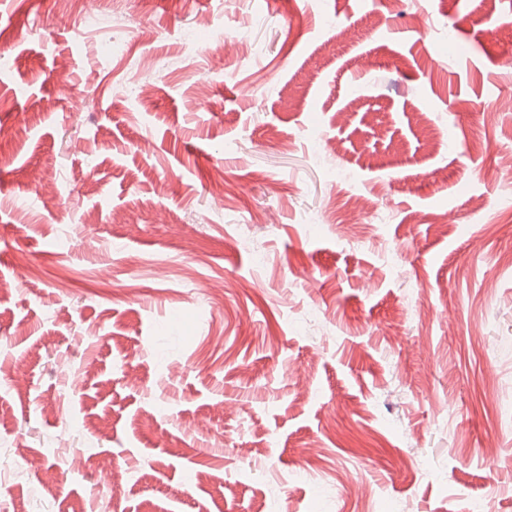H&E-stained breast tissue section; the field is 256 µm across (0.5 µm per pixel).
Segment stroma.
Wrapping results in <instances>:
<instances>
[{
  "label": "stroma",
  "mask_w": 512,
  "mask_h": 512,
  "mask_svg": "<svg viewBox=\"0 0 512 512\" xmlns=\"http://www.w3.org/2000/svg\"><path fill=\"white\" fill-rule=\"evenodd\" d=\"M478 2L0 0V512H512V0L491 37Z\"/></svg>",
  "instance_id": "stroma-1"
}]
</instances>
